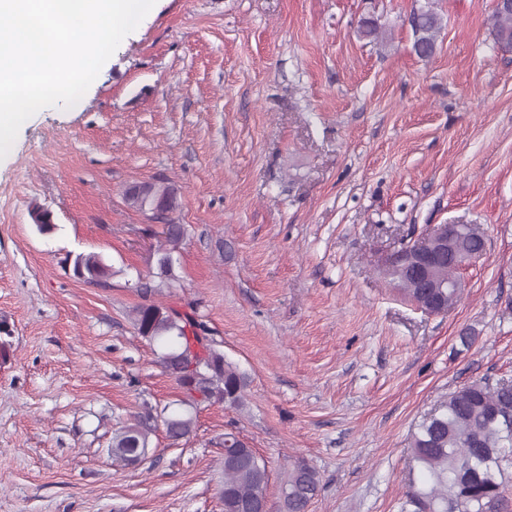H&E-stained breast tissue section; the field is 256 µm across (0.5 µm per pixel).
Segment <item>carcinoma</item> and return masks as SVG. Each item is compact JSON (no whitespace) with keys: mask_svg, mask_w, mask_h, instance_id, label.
<instances>
[{"mask_svg":"<svg viewBox=\"0 0 512 512\" xmlns=\"http://www.w3.org/2000/svg\"><path fill=\"white\" fill-rule=\"evenodd\" d=\"M495 41L512 47V7H497L491 15ZM409 23L413 31L412 50L422 58L432 57L443 29V16L436 0L413 10ZM125 202L132 208L156 215H169L179 208L177 192L163 179L127 187ZM35 225L42 234L55 230L53 215L34 209ZM184 225L166 224L165 241L155 251V266L138 279L136 288L143 303L133 310L138 334L151 342L166 343L159 354L164 370L174 378L186 398L181 410L167 413L144 406L133 422L123 426L112 440L109 456L125 465L138 462L147 453L157 421H162L169 438L189 436L195 426L196 408L202 402L239 409L245 405L248 377L224 357L206 336V328L188 313L154 300L162 286L175 279V260L168 246L184 237ZM480 227L461 230L452 251L465 256L484 248ZM74 274L99 283L111 268L98 253H78ZM383 274L421 309L447 310L462 298L464 288L456 264L444 263L433 270L438 288H418L414 280L397 270L383 268ZM512 380L474 381L448 395L417 426L412 435L411 463L421 474L403 494L400 512H508L506 487L512 482ZM269 479L265 461L234 432L224 433V512H237L235 505L265 496ZM321 491L317 472L305 461L294 462L282 487L279 512H307Z\"/></svg>","mask_w":512,"mask_h":512,"instance_id":"cac0c4a2","label":"carcinoma"}]
</instances>
